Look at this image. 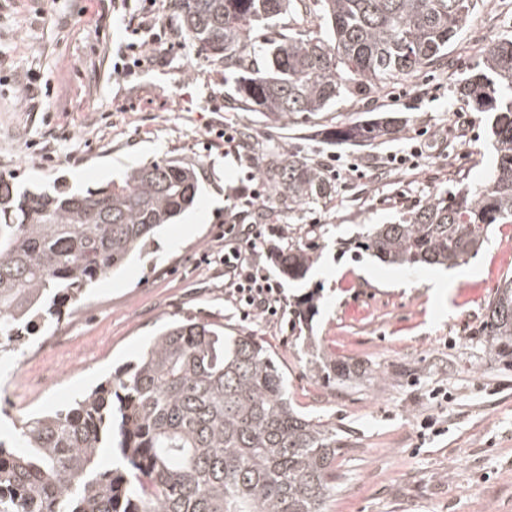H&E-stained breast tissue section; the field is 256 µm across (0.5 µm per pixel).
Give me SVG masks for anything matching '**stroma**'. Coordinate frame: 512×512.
Listing matches in <instances>:
<instances>
[{
	"mask_svg": "<svg viewBox=\"0 0 512 512\" xmlns=\"http://www.w3.org/2000/svg\"><path fill=\"white\" fill-rule=\"evenodd\" d=\"M114 0H0V175L20 188L65 181L75 191L123 177L163 156L194 166L193 205L156 236L148 256L101 278L60 323L39 326L21 353L0 358V437L34 413L68 408L86 389L134 362L169 319L223 324L276 356L295 407L335 428L341 449L325 512H512V365L490 360L470 336L499 281L512 274V224L493 225L465 264L390 266L347 244L372 224H391L441 193L480 184L495 162L490 113L463 104L456 88L492 39L512 36V0H477L458 39L432 68L363 101L349 97L313 119H273L224 95V69L191 45L154 67L113 73L131 41ZM33 76L34 100L21 83ZM400 119L393 134L354 146L326 136L380 109ZM232 122L280 153L342 162L363 158V176L337 179L330 197L283 211L261 225L273 252L315 241L305 279L281 277L283 320L242 319L224 294L229 222L249 225L243 200L253 152L210 144V129ZM437 139L415 169L386 168L389 152L419 129ZM53 150L43 158L42 148ZM193 230L182 233L183 225ZM449 274L444 300L432 279ZM325 354L376 371L340 385L317 379L307 338ZM445 392V400L434 397ZM442 435L420 438L424 417Z\"/></svg>",
	"mask_w": 512,
	"mask_h": 512,
	"instance_id": "obj_1",
	"label": "stroma"
}]
</instances>
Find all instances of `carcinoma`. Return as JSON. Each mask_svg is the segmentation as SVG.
Here are the masks:
<instances>
[{
    "label": "carcinoma",
    "instance_id": "obj_1",
    "mask_svg": "<svg viewBox=\"0 0 512 512\" xmlns=\"http://www.w3.org/2000/svg\"><path fill=\"white\" fill-rule=\"evenodd\" d=\"M474 0H174L182 36L241 106L277 118L369 97L444 56ZM494 114L496 160L475 187L433 199L359 246L385 263L448 268L478 253L494 224H512V37L493 39L457 87ZM387 112L329 132L368 143L392 133ZM294 211L329 197L322 166L288 155L265 171ZM197 173L161 158L85 192L20 189L0 177V352H18L38 321H60V296L144 254L192 205ZM314 248L294 242L280 271L302 277ZM486 356L512 359V275L471 332ZM312 372L336 383L373 371L307 345ZM336 430L295 409L286 380L251 336L205 320L164 325L138 361L38 414L0 441V512H323L334 490Z\"/></svg>",
    "mask_w": 512,
    "mask_h": 512
}]
</instances>
